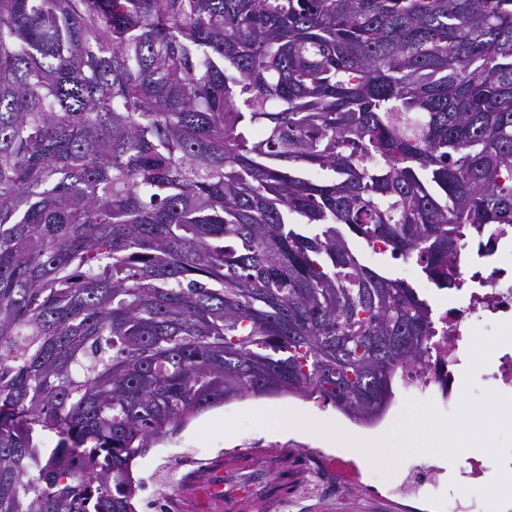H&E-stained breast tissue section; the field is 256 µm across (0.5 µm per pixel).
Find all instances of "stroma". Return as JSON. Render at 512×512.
<instances>
[{"label": "stroma", "mask_w": 512, "mask_h": 512, "mask_svg": "<svg viewBox=\"0 0 512 512\" xmlns=\"http://www.w3.org/2000/svg\"><path fill=\"white\" fill-rule=\"evenodd\" d=\"M410 399L432 403L443 414L448 411V404L440 393L403 387L397 388L394 402L384 418L371 426L349 422L332 406L295 397H249L210 409L191 419L177 435L137 458L134 474L145 484L138 496V512H156L154 502L160 488L155 470L162 460L167 461L172 470V483L165 491L176 512H405L403 504L391 497L390 491L401 471L429 461L443 466L444 472L439 484L428 488L427 493L433 498H447L460 487L459 474L466 466L464 457L450 460L438 454L415 452L403 458L397 470L385 475L362 450L340 448L301 430L281 434L270 432L262 425L248 424L209 442L199 437L205 426L218 420L288 408L303 417H319L346 434L370 439L389 434ZM312 448L322 449V464L312 462L308 454ZM217 462L222 463L224 472L231 476L250 473L261 477L268 472H287L288 492L278 498L256 495L228 498L221 504L202 501L198 490L205 484L211 464ZM324 478L345 486V493L303 502L301 493Z\"/></svg>", "instance_id": "obj_1"}]
</instances>
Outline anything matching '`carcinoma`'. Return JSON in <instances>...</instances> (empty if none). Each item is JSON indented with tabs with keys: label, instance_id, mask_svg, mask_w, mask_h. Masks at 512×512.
Returning <instances> with one entry per match:
<instances>
[{
	"label": "carcinoma",
	"instance_id": "carcinoma-1",
	"mask_svg": "<svg viewBox=\"0 0 512 512\" xmlns=\"http://www.w3.org/2000/svg\"><path fill=\"white\" fill-rule=\"evenodd\" d=\"M512 230V0H0V512L294 395L372 424ZM58 441L44 452L35 428ZM365 260L367 264L386 266L388 271L398 278H402L408 281L414 288H416L420 294L428 298L432 302L433 296L437 294H446L445 291L436 290L420 273L419 269H411L409 265L402 261H389L383 256L375 255L370 251L365 253Z\"/></svg>",
	"mask_w": 512,
	"mask_h": 512
}]
</instances>
